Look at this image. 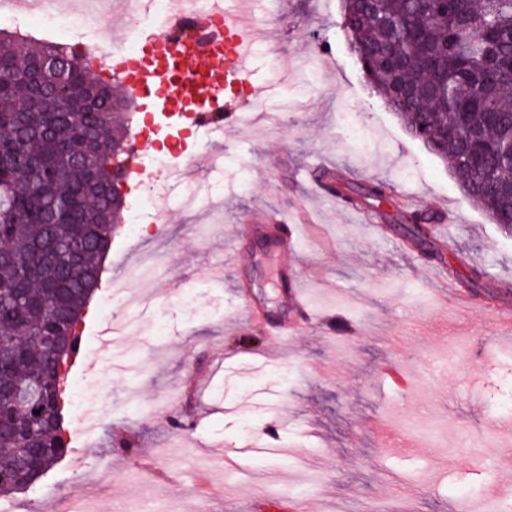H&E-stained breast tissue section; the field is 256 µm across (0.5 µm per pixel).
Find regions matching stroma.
<instances>
[{"instance_id":"obj_1","label":"stroma","mask_w":512,"mask_h":512,"mask_svg":"<svg viewBox=\"0 0 512 512\" xmlns=\"http://www.w3.org/2000/svg\"><path fill=\"white\" fill-rule=\"evenodd\" d=\"M244 2L280 31L283 61L277 67L256 54L247 95L286 120L278 128L242 122L221 136L180 131L186 149L227 154L221 173H200L194 185L212 210L190 214L171 204L158 224L154 208L143 209L148 229L138 241L120 224L84 318V357L66 380L71 388L107 373L119 394L125 379L114 362L151 356L138 381L146 408L113 404L89 429L66 407L69 456L15 501L29 512H64L75 496L95 512L155 499L182 512H244L246 500L265 495L271 470H287L300 485L316 468L315 512L333 494L356 512L391 500L414 512H448L449 502L484 487L512 502V417L501 407L512 397V344L491 343L495 315L441 305L445 283L429 274L446 267L445 282L470 298L512 309V233L464 197L448 165L373 91L341 28L343 0H288L282 11ZM346 112L363 126V143L343 135ZM334 171L347 173L351 189L383 180L391 190L375 206L349 197L336 213L317 198ZM442 209L457 215L446 237L419 245L405 234L406 216ZM263 214L295 225L291 260L315 314L285 349L264 319L242 315L243 283L266 316L285 314L275 240L234 237L236 224ZM147 248L166 262L152 284L134 281L137 300L126 313L108 315L101 300L114 271L133 270ZM188 291L205 318L182 303ZM219 359L224 373L203 398L185 397ZM391 364L402 365L406 388L384 376ZM260 436L287 456L242 461L246 484L223 491L224 467L210 458L209 443L242 447ZM399 473L409 477L401 487L393 482Z\"/></svg>"}]
</instances>
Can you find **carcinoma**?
<instances>
[{
    "label": "carcinoma",
    "mask_w": 512,
    "mask_h": 512,
    "mask_svg": "<svg viewBox=\"0 0 512 512\" xmlns=\"http://www.w3.org/2000/svg\"><path fill=\"white\" fill-rule=\"evenodd\" d=\"M343 28L368 81L447 161L464 195L512 231V0H344ZM0 29V497L21 472L71 448L52 407L56 373L102 257L122 223L112 204L134 103L74 45L17 43ZM59 62L65 108L38 100ZM35 386L27 411L14 393Z\"/></svg>",
    "instance_id": "cac0c4a2"
}]
</instances>
